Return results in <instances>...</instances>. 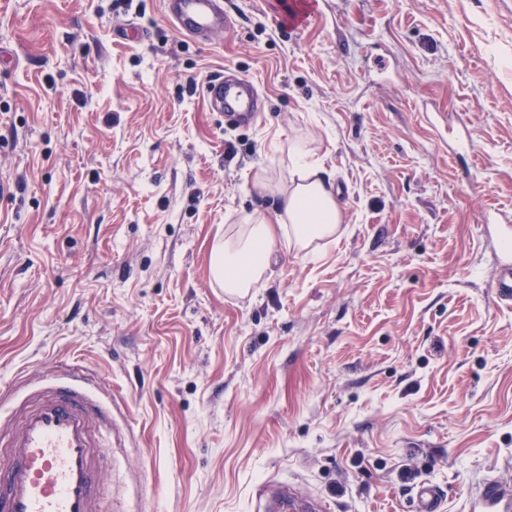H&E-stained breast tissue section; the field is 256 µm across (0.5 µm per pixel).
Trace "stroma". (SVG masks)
<instances>
[{
    "instance_id": "35a3bbf8",
    "label": "stroma",
    "mask_w": 512,
    "mask_h": 512,
    "mask_svg": "<svg viewBox=\"0 0 512 512\" xmlns=\"http://www.w3.org/2000/svg\"><path fill=\"white\" fill-rule=\"evenodd\" d=\"M299 2L224 0L232 29L200 41L162 0H0V409L93 370L128 443L107 512H254L270 479L413 512L405 467L467 512L512 482V308L479 222L512 219V0H320L298 26ZM130 22L146 40L116 39ZM227 68L265 100L253 125L202 98ZM296 140L344 221L277 235L226 292L212 249L274 220L255 178Z\"/></svg>"
}]
</instances>
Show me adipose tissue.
<instances>
[{
  "label": "adipose tissue",
  "instance_id": "adipose-tissue-1",
  "mask_svg": "<svg viewBox=\"0 0 512 512\" xmlns=\"http://www.w3.org/2000/svg\"><path fill=\"white\" fill-rule=\"evenodd\" d=\"M288 177L279 189L281 207L276 224L261 217L249 218L242 233L215 247L211 270L225 290L246 292L267 271L274 226L287 229L296 248L306 249L315 240L333 236L343 221L336 203L332 175L300 145L288 150Z\"/></svg>",
  "mask_w": 512,
  "mask_h": 512
}]
</instances>
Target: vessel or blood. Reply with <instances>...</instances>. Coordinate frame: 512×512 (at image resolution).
<instances>
[{
    "label": "vessel or blood",
    "mask_w": 512,
    "mask_h": 512,
    "mask_svg": "<svg viewBox=\"0 0 512 512\" xmlns=\"http://www.w3.org/2000/svg\"><path fill=\"white\" fill-rule=\"evenodd\" d=\"M177 31L191 38H213L231 26L223 0H163ZM210 111L236 124H252L262 106L254 83L224 72L204 85ZM508 244L501 253L491 288L498 303L512 305V231L502 230ZM8 463L0 465V512H103L100 487L119 462L122 438L116 430L113 404L97 394L84 370L71 366L46 386L28 391L8 421ZM414 512H440L441 488L422 480L414 486ZM330 512L318 498L297 503L281 494L280 512ZM471 512H512V489L487 481Z\"/></svg>",
    "instance_id": "obj_1"
}]
</instances>
